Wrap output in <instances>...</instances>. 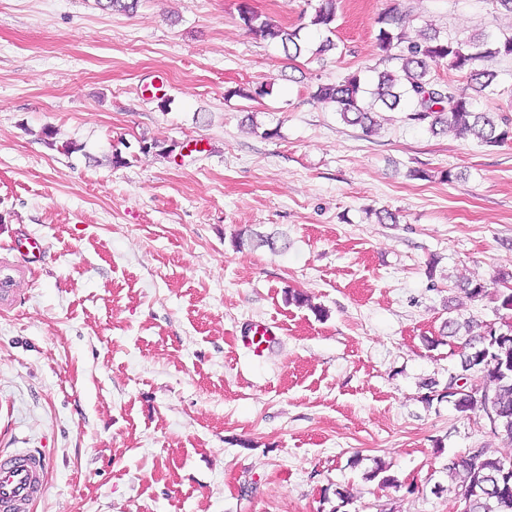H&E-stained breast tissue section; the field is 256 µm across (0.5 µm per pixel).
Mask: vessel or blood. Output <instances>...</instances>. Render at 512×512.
<instances>
[{
    "label": "vessel or blood",
    "mask_w": 512,
    "mask_h": 512,
    "mask_svg": "<svg viewBox=\"0 0 512 512\" xmlns=\"http://www.w3.org/2000/svg\"><path fill=\"white\" fill-rule=\"evenodd\" d=\"M48 479L49 464L40 449H0V512H33Z\"/></svg>",
    "instance_id": "b4317fda"
}]
</instances>
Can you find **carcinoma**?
I'll use <instances>...</instances> for the list:
<instances>
[{
  "mask_svg": "<svg viewBox=\"0 0 512 512\" xmlns=\"http://www.w3.org/2000/svg\"><path fill=\"white\" fill-rule=\"evenodd\" d=\"M106 10L129 13L139 0H97ZM337 0H318L310 26L319 43L313 53L336 49L332 39L336 29ZM239 20L251 34L282 46L289 57L308 50L300 30L273 23L247 4L238 5ZM379 48L396 61L392 69L367 67L347 74L332 84H321L313 94L316 101L331 105L341 119L371 131L376 125V108L405 107V119L425 125L432 133L452 130L468 135L487 146H499L512 139V121L504 115L478 111V100L500 95L496 75L477 64L496 58L512 59V29L481 32L470 36H448L437 30L417 38L408 35L405 15L393 5L375 20ZM445 63L465 78L473 93L450 79L436 77L434 67ZM270 93V85L236 86L226 91L228 98L252 100ZM249 244L271 251L288 247V240L271 234L252 232ZM448 337L458 340V370L448 383L459 389L452 400L461 412L478 410L495 418L491 432L512 443V331L493 334L488 325L472 319L445 322ZM448 473L452 491H470L468 512H512V458L501 457L490 448H476L465 457L451 460Z\"/></svg>",
  "mask_w": 512,
  "mask_h": 512,
  "instance_id": "1",
  "label": "carcinoma"
}]
</instances>
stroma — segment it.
<instances>
[{
  "label": "stroma",
  "mask_w": 512,
  "mask_h": 512,
  "mask_svg": "<svg viewBox=\"0 0 512 512\" xmlns=\"http://www.w3.org/2000/svg\"><path fill=\"white\" fill-rule=\"evenodd\" d=\"M237 4L0 0V263L16 278L0 448L46 454L35 512H331L343 495L346 512H459L449 458L512 444L425 385L458 367L448 319L512 320L493 298L512 284V141L389 110L368 134L313 93L393 67L376 42L389 5L412 37L512 16L494 0H337L336 50L291 58ZM317 4L250 2L309 39ZM261 83L269 95L225 96ZM200 137L208 152H189ZM384 209L397 223H378ZM250 229L287 249L234 247ZM28 235L35 263L11 249ZM469 280L488 297L467 300ZM264 323L278 339L257 351ZM379 463L396 486L367 479Z\"/></svg>",
  "instance_id": "35a3bbf8"
}]
</instances>
